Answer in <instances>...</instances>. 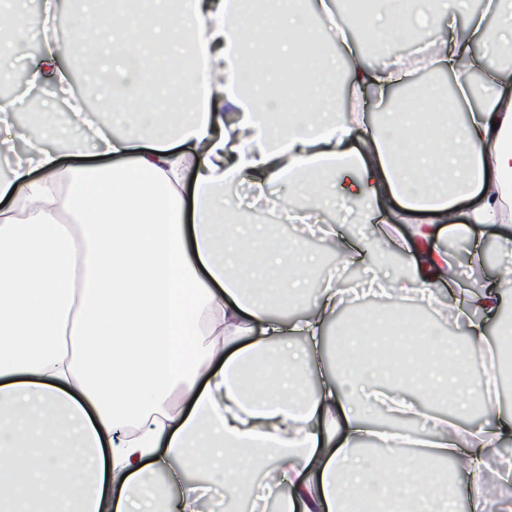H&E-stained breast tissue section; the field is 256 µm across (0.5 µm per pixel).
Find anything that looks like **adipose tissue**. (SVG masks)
<instances>
[{"instance_id":"1","label":"adipose tissue","mask_w":512,"mask_h":512,"mask_svg":"<svg viewBox=\"0 0 512 512\" xmlns=\"http://www.w3.org/2000/svg\"><path fill=\"white\" fill-rule=\"evenodd\" d=\"M86 2L80 30L111 62L76 102H123L98 131L111 160L62 166L74 143L39 135L0 175V512H198L203 483L216 478L261 487L273 512H458L457 494L432 489L454 482L451 460L471 477V512H512L506 476L483 477L512 441V413L469 418L499 402L501 368L487 383L469 379L501 346L486 326L512 288V263L455 298L468 336L459 353L432 322L400 310L414 296L438 304L449 281L437 225L462 237L475 224L502 226L498 248L512 259V77L495 65L512 47V0H490L497 32L474 17L466 42L438 20L466 14L468 0H378L363 22L378 39L411 36L427 62L455 74L458 102L473 93L470 71L486 68L485 102L463 122L440 111L434 85L415 106L391 100L408 70L370 68L350 44L329 53L327 0ZM47 30L45 19L0 7V44L46 41L30 83L67 84ZM340 82L360 105L391 100L380 127L361 108L332 111ZM286 95L304 112L280 111ZM146 139L147 151L130 154ZM177 142L194 146L193 177ZM248 174L261 198L272 187L314 194L301 210L307 224L352 203L389 228L408 225L394 241L407 270L387 283L392 314L339 349L326 330L345 291L310 289L315 255L278 242L260 265L243 245L270 237L269 226L225 233ZM473 196L480 204L460 221L458 202ZM310 295L312 314L288 323L270 313ZM402 324L407 358L386 365L365 336L384 340ZM450 391L467 400L453 419L416 399ZM174 392L188 411L170 407ZM381 408L423 431L375 429ZM161 467L169 501L151 486Z\"/></svg>"}]
</instances>
